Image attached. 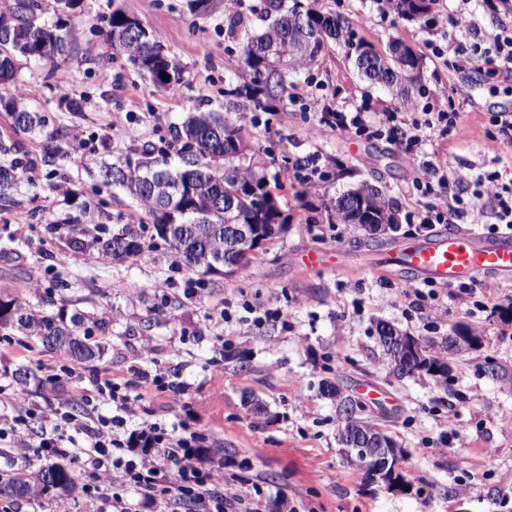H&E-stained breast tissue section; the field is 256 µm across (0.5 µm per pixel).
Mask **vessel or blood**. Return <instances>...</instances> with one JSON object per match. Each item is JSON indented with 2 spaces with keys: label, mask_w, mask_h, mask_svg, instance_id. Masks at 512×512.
I'll return each mask as SVG.
<instances>
[{
  "label": "vessel or blood",
  "mask_w": 512,
  "mask_h": 512,
  "mask_svg": "<svg viewBox=\"0 0 512 512\" xmlns=\"http://www.w3.org/2000/svg\"><path fill=\"white\" fill-rule=\"evenodd\" d=\"M394 255L386 271L396 277L409 273L442 285L512 278V232L481 234L451 226L402 244Z\"/></svg>",
  "instance_id": "obj_1"
}]
</instances>
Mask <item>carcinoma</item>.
Instances as JSON below:
<instances>
[{
  "instance_id": "1",
  "label": "carcinoma",
  "mask_w": 512,
  "mask_h": 512,
  "mask_svg": "<svg viewBox=\"0 0 512 512\" xmlns=\"http://www.w3.org/2000/svg\"><path fill=\"white\" fill-rule=\"evenodd\" d=\"M388 2L391 12L412 21L429 16L436 0ZM317 4L318 0H263L254 13L258 31L238 42L246 80L224 91L225 112L192 111L174 127L172 139L179 144L175 151L180 159L178 166L170 168L166 161H149L148 152L144 153L146 160L134 165L129 161L103 165L104 182L122 187L141 206L152 220L158 238L167 240L166 227L176 226L175 241L170 246L191 270L217 275L219 270L212 267L211 259L227 255L238 265L237 273L244 274L250 262L240 252L229 251L232 243L224 236V225L290 222V216L271 194L266 175L243 162L248 144L242 113H252L251 121L255 122L257 112L280 111L274 103L291 97L289 73L317 65L327 43L343 48L370 85L384 88L407 107L415 103V94L420 92L417 83L423 66L421 54L402 40L392 41L385 50L379 49L359 35L353 19L325 12ZM39 8L38 0H15L8 12L0 13V80L15 77L20 59H38L34 52L47 34L60 42V48L72 52L61 25L36 19ZM131 23L133 20L126 12H112L111 31L107 32L112 47L125 53L134 68L149 76L156 87L180 81L181 63L174 57L162 58L164 49L151 34L141 29L132 36H123ZM162 64L171 71L167 81L161 77ZM0 108L10 115L13 128L45 134L39 161L28 157L20 143L0 138V153L21 152L25 156L23 161L0 168L2 196L38 162L54 164L68 159L70 133L65 128L47 130L45 116L29 111L17 97L0 96ZM292 170L293 179L300 184L329 177L311 158L295 160ZM219 200L220 208L216 207ZM325 209L330 224L395 223L392 201L380 188L367 182L336 196ZM82 222L93 225L96 234L73 239L72 248L93 250L112 259L139 257L144 253L141 235L129 224L112 229V215L102 207L81 202L78 214L68 217L66 223ZM82 325L83 317L78 313L69 319L62 313L46 314L18 295L0 294V329H15L77 362L99 358L104 352V346L89 344L81 338ZM421 347L422 355H406L394 369L402 375L424 372L437 379L445 377L448 362L436 355L435 345L423 343ZM356 408L357 404L350 399L339 402L338 413L345 421L340 438L352 460L361 464V441L373 435L375 429L356 417ZM365 476L380 480L389 490L405 485L398 470L388 469L377 477L368 471ZM74 488L72 472L65 465L54 463L39 468L32 479L21 473L0 484V496L26 498L51 489L68 493Z\"/></svg>"
}]
</instances>
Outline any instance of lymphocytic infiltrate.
Listing matches in <instances>:
<instances>
[{
    "label": "lymphocytic infiltrate",
    "mask_w": 512,
    "mask_h": 512,
    "mask_svg": "<svg viewBox=\"0 0 512 512\" xmlns=\"http://www.w3.org/2000/svg\"><path fill=\"white\" fill-rule=\"evenodd\" d=\"M439 58L454 54L457 61L475 62L490 58L497 68L512 70V31L500 30L479 35L466 45L443 37L427 43ZM469 99L461 86L448 89L446 103H433L420 112H335L334 122L342 131L356 130L374 135L387 134L403 146L413 159L419 160L425 175L417 189L427 200L413 208L409 222L417 230L430 231L437 224H454L464 218L479 221L491 215L490 231L512 229V175L494 170L469 180L465 176L449 177L447 167L427 160L428 133H457L462 129L461 110ZM453 183L455 190L434 195L433 183ZM115 421H97L86 426L71 412L57 417L52 431L31 427L27 416L0 409V444L13 459L29 460L31 454L57 450L64 431L88 432L89 447L73 449L72 460L91 468L98 486H112L122 481L135 486L142 498L155 506L156 512H169L173 503L189 506L190 512H261L263 495L260 487L220 476L207 469L203 454L190 453L197 435L180 436L176 431L149 426L141 433L148 455L124 457L119 453L124 441L115 430Z\"/></svg>",
    "instance_id": "f902f5d3"
}]
</instances>
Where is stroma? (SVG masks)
I'll return each mask as SVG.
<instances>
[{"label":"stroma","mask_w":512,"mask_h":512,"mask_svg":"<svg viewBox=\"0 0 512 512\" xmlns=\"http://www.w3.org/2000/svg\"><path fill=\"white\" fill-rule=\"evenodd\" d=\"M80 0L60 20L75 44L74 56L47 66L24 64L14 81L0 82V95L16 96L44 113L50 127L67 128L66 178L41 163L8 192L0 209V291L46 310L81 312L87 324L102 321L93 338L104 345L100 359L75 364L74 377H49L60 356L35 340L0 330V373L33 370L29 385L10 383L0 401L42 411L68 410L98 375L111 374L130 395L122 438H138L150 424L187 427L201 437L213 472L237 475L287 507L266 512H494L498 489L512 485V322L500 309L512 306V280L473 282L474 303L458 285L416 278L395 279L358 261L378 258L376 243L393 248L415 237L405 216L422 195V175L401 146L384 137L344 133L321 124L303 99L313 96L345 112H379L394 105L387 91L369 86L342 48L329 45L318 65L291 74L296 99L281 112L260 113L248 125L249 158L267 173H280L281 205L288 229L253 255L248 273L227 278L202 275L178 262L166 245L124 260L65 249L47 226L76 203L105 201L115 223H145L141 207L121 189L89 176L98 160L138 161L169 152L171 128L187 112L223 110L228 84L242 82L226 20L237 6L261 0ZM322 10L354 18L376 46L400 39L423 57L424 106L460 81L475 84L477 102L463 110L464 129L433 135L429 157L450 172L470 175L490 164L512 168V143L493 136L491 118L512 111V74L478 61L459 67L434 58L426 47L424 21L381 15L373 0H319ZM135 16L165 52L184 67V80L156 88L123 52L106 40L103 22L113 10ZM459 40L468 22L490 32L512 24L489 0H437ZM80 99L82 110L61 108L62 95ZM315 156L336 174L308 185L293 182L288 161ZM367 180L392 199L397 231L372 237L357 224H327L319 217L337 192ZM339 249L345 267L306 269L302 254ZM25 276H18V269ZM485 309H478L476 301ZM287 319L274 318L275 310ZM229 320H221V312ZM385 320L417 338L441 339L456 324L481 332L478 348L447 353L448 378L394 371L377 339ZM165 387H157L154 376ZM358 402L357 414L392 437L401 449L399 470L407 487L387 489L363 477L338 441L336 399ZM264 405L253 413L246 400ZM339 396V397H340ZM76 490L38 498L0 496V512H87L94 490L87 473L73 467ZM473 484H465L467 474Z\"/></svg>","instance_id":"35a3bbf8"}]
</instances>
